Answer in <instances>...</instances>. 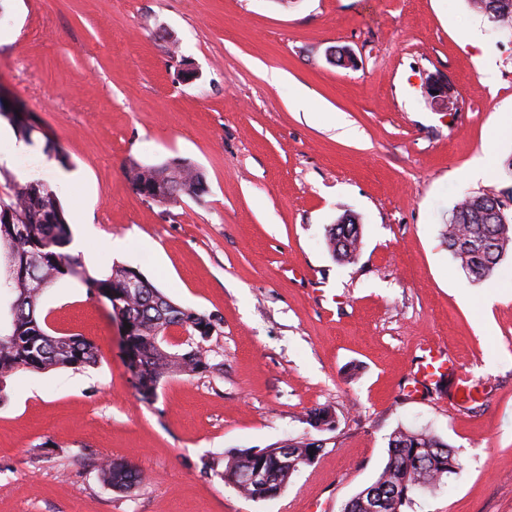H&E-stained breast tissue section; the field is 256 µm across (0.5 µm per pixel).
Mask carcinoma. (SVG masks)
I'll list each match as a JSON object with an SVG mask.
<instances>
[{"mask_svg": "<svg viewBox=\"0 0 512 512\" xmlns=\"http://www.w3.org/2000/svg\"><path fill=\"white\" fill-rule=\"evenodd\" d=\"M484 14L498 35L512 37V0H471ZM7 121L24 140L31 138L35 126L20 112L0 110V120ZM186 169L167 174L188 187L185 196L193 199L206 194L199 187L200 174L195 164L185 158ZM127 177L149 181L160 174V166L144 164L134 158L126 164ZM9 191L0 194V296L7 300V314L0 322V382L6 383L22 374H42L57 369L81 370L98 360V347L78 334L52 330L39 310L43 293L67 278L89 295L106 299L119 310L130 325L123 336L126 365L134 386L145 400L156 396L159 385L176 376L189 378L211 373L217 364L209 358L207 339L219 326L212 315L182 307L142 273L127 265H114L110 275H92L81 258L65 251L71 243L67 214L56 195L43 183L15 180L0 165ZM498 196L473 194L467 190L451 210L445 225L444 241L454 260L474 279L492 276L504 255L512 250V212L505 213L506 223L496 212ZM360 225L331 224L325 229V243L331 255L350 262L358 255ZM37 262L43 287H28L31 263ZM158 326L180 331L188 336L177 350L161 352L153 343ZM309 439L293 441V464L284 468L277 449L259 448L227 451L203 462V472L233 487V477L240 471L259 470L267 475L262 484L243 485L236 491L254 500L279 496L292 475L309 464ZM463 464L439 435L426 429L398 428L389 437L388 459L374 483L387 488L393 501L384 512H405L415 498L446 484L452 475H460ZM98 473L103 485L122 493H134L145 481L144 474L124 460L102 463Z\"/></svg>", "mask_w": 512, "mask_h": 512, "instance_id": "obj_1", "label": "carcinoma"}]
</instances>
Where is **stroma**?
Returning a JSON list of instances; mask_svg holds the SVG:
<instances>
[{"label": "stroma", "mask_w": 512, "mask_h": 512, "mask_svg": "<svg viewBox=\"0 0 512 512\" xmlns=\"http://www.w3.org/2000/svg\"><path fill=\"white\" fill-rule=\"evenodd\" d=\"M489 28L468 0H0V99L39 128L20 153L0 122V165L55 193L92 274L136 267L223 322L207 344L218 371L167 379L147 403L110 306L67 280L46 290L50 327L99 360L9 381L0 512H339L400 426L432 428L464 467L411 512H512V252L474 282L441 236L461 190L512 189V41ZM338 47L355 66L332 62ZM482 155L491 172L472 178ZM175 157L204 173L202 198L132 190L129 159ZM346 215L352 263L323 244ZM429 346L452 375L442 394L414 383ZM316 408L333 429L308 424ZM294 438L326 446L278 498L201 471ZM106 459L145 482L111 491Z\"/></svg>", "instance_id": "stroma-1"}]
</instances>
